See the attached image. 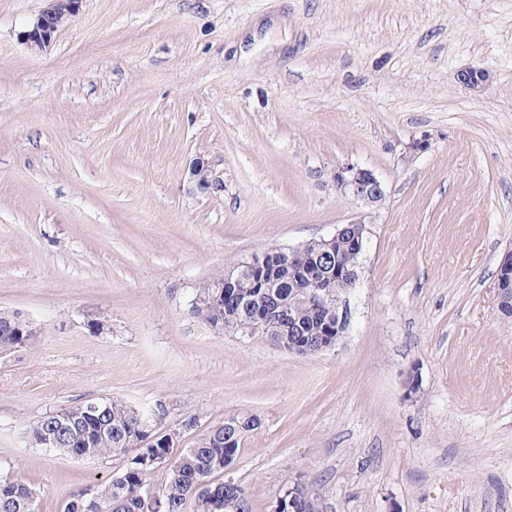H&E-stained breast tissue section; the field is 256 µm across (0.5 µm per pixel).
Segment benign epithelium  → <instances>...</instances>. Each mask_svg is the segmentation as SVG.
<instances>
[{"label":"benign epithelium","instance_id":"7a95c632","mask_svg":"<svg viewBox=\"0 0 512 512\" xmlns=\"http://www.w3.org/2000/svg\"><path fill=\"white\" fill-rule=\"evenodd\" d=\"M81 0H47L46 6L35 17L27 30L22 32L20 39L26 47L35 53L48 51L57 38L61 29V18L66 16L74 19L80 12ZM460 82L474 92H482L487 87L488 75L479 69H469L460 74ZM332 186L336 193L348 198L366 208L380 207L386 198L383 182L373 171L353 163H346L336 167L330 176ZM190 181L195 187L206 193H219L224 190V181L212 176L210 169L202 161H196L190 168ZM367 214L358 213L351 220L341 225L328 237L317 241L320 248L319 255L323 261H331L336 257L333 270L325 272L323 266H317L309 278V286L302 293V301L315 309L326 313V317H335L336 331L328 332L323 339L319 351L335 346L339 337L346 329L348 312L341 298L332 296L335 281L350 280L358 283L360 272L342 261V244L346 239L355 244L354 251L363 252V243L366 232ZM288 266L286 253L280 249L270 252L263 251L252 257L251 268L256 274L257 287L261 288V295H266L268 288L267 271L284 269ZM496 306L498 312L505 316H512V251L508 252L499 265L497 288H495ZM285 320L283 311L273 304H266V308L258 311L252 321L246 325L244 336H253L265 328L269 320ZM301 480L293 482V486L283 492L277 499L273 512H317L316 504L304 500L297 490Z\"/></svg>","mask_w":512,"mask_h":512}]
</instances>
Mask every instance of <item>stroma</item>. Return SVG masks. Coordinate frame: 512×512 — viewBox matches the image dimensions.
<instances>
[{"mask_svg": "<svg viewBox=\"0 0 512 512\" xmlns=\"http://www.w3.org/2000/svg\"><path fill=\"white\" fill-rule=\"evenodd\" d=\"M44 5L0 0V311L40 329L0 353V479L62 512L124 459L36 446L30 426L121 398L164 406L181 448L257 416L224 473L252 512L296 475L319 512H512V321L495 303L512 0H83L34 54L20 34ZM469 68L489 72L482 93ZM198 160L223 192L190 182ZM345 163L386 200L335 347L298 356L190 315L230 262L347 223L330 181Z\"/></svg>", "mask_w": 512, "mask_h": 512, "instance_id": "35a3bbf8", "label": "stroma"}]
</instances>
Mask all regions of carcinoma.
Here are the masks:
<instances>
[{"label":"carcinoma","instance_id":"obj_1","mask_svg":"<svg viewBox=\"0 0 512 512\" xmlns=\"http://www.w3.org/2000/svg\"><path fill=\"white\" fill-rule=\"evenodd\" d=\"M316 248L299 249L288 255V268L272 279L275 302L283 303L295 322L304 329L305 343L317 347L326 334L325 319L312 306L296 302L295 292L306 286L307 275L315 268ZM251 259L232 263L202 282L191 300L190 314L206 325L221 324L224 330L238 334L247 319L237 308L224 301L216 284L228 275L237 280V289L244 297L254 294L253 276L249 272ZM30 345L34 336L20 337L13 331V324L0 322V352L19 347L18 341ZM91 403L72 406L75 425L85 435L84 447L60 448L64 455L84 454L88 458L122 456L137 447L141 431L148 427L157 432L179 436L174 430L165 429L166 410L159 406L144 410L135 408L121 399L105 401L100 413L90 410ZM255 419L249 414H230L224 421L209 428L190 448L174 450L163 448L147 461H129L125 468L96 489L80 490L70 495L63 512H150L151 504L143 497L147 476L159 465L167 468V483L162 489L161 512H186L187 504L195 505V512H252L246 489L235 481L229 484L214 480L224 472L218 463L224 461V430H235L234 450H239L242 440L252 428L246 422ZM37 492L27 483L0 481V512H30V500Z\"/></svg>","mask_w":512,"mask_h":512}]
</instances>
